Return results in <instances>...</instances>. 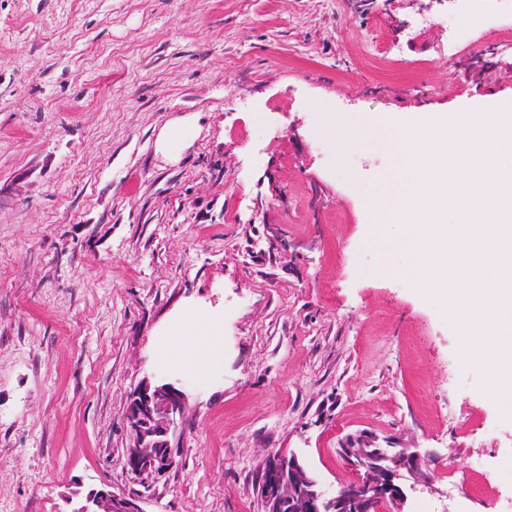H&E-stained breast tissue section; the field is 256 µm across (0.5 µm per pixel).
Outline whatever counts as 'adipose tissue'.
Returning a JSON list of instances; mask_svg holds the SVG:
<instances>
[{"instance_id": "ef3b65f1", "label": "adipose tissue", "mask_w": 512, "mask_h": 512, "mask_svg": "<svg viewBox=\"0 0 512 512\" xmlns=\"http://www.w3.org/2000/svg\"><path fill=\"white\" fill-rule=\"evenodd\" d=\"M159 349L185 372L206 378L224 354V327L218 319L185 309L169 323Z\"/></svg>"}]
</instances>
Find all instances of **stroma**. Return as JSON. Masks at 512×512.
Returning a JSON list of instances; mask_svg holds the SVG:
<instances>
[{"instance_id": "35a3bbf8", "label": "stroma", "mask_w": 512, "mask_h": 512, "mask_svg": "<svg viewBox=\"0 0 512 512\" xmlns=\"http://www.w3.org/2000/svg\"><path fill=\"white\" fill-rule=\"evenodd\" d=\"M476 10L512 29V0H0V512L92 489L263 512L269 456L332 489L359 432L431 454L404 512L512 496V412L410 253L375 240L362 189L387 141L345 133L512 99L496 33L434 55ZM177 119L195 135L170 161L156 139ZM189 305L224 322L204 380L155 350ZM161 377L188 405L173 465L143 481L124 413Z\"/></svg>"}]
</instances>
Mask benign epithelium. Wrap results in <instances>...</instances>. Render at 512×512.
<instances>
[{
	"instance_id": "7a95c632",
	"label": "benign epithelium",
	"mask_w": 512,
	"mask_h": 512,
	"mask_svg": "<svg viewBox=\"0 0 512 512\" xmlns=\"http://www.w3.org/2000/svg\"><path fill=\"white\" fill-rule=\"evenodd\" d=\"M188 396L181 382L145 379L125 410L133 433L128 449L131 472L146 480L174 463L168 437L183 424ZM338 453L357 479L338 484L328 493L309 479L298 456H280L288 468L270 470L262 482L264 512H403L406 494L403 474L419 480L426 475L427 455L417 448H382L365 435L350 434ZM67 512H145L141 497L111 491H91L82 502L65 499Z\"/></svg>"
}]
</instances>
